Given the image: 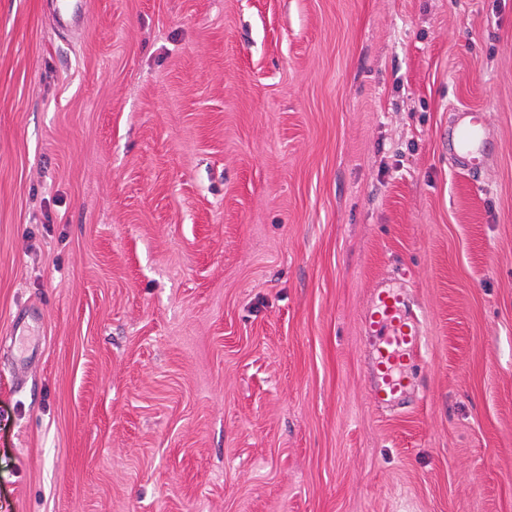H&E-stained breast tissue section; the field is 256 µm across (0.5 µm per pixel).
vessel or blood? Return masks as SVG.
<instances>
[{
	"instance_id": "b4317fda",
	"label": "vessel or blood",
	"mask_w": 512,
	"mask_h": 512,
	"mask_svg": "<svg viewBox=\"0 0 512 512\" xmlns=\"http://www.w3.org/2000/svg\"><path fill=\"white\" fill-rule=\"evenodd\" d=\"M84 0H60L56 14L59 29L78 27L82 21ZM483 132L478 113L466 108L455 109L448 127V153L456 164L476 172L482 161ZM365 330L375 339L373 368L376 373L374 399L388 408L407 396L412 385L409 371L421 347L423 323L409 312L402 293L391 288L377 289Z\"/></svg>"
}]
</instances>
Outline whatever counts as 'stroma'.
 I'll return each instance as SVG.
<instances>
[{
	"instance_id": "35a3bbf8",
	"label": "stroma",
	"mask_w": 512,
	"mask_h": 512,
	"mask_svg": "<svg viewBox=\"0 0 512 512\" xmlns=\"http://www.w3.org/2000/svg\"><path fill=\"white\" fill-rule=\"evenodd\" d=\"M55 7L0 0V512H512V0ZM84 0L59 1L56 26L62 30L76 28L82 21V9ZM448 126V154L469 173L476 172L483 157L484 139L479 114L467 108H455ZM364 327L375 339L374 400L380 407H392L408 395L412 386L409 370L422 344V320L406 309L402 293L378 288Z\"/></svg>"
}]
</instances>
